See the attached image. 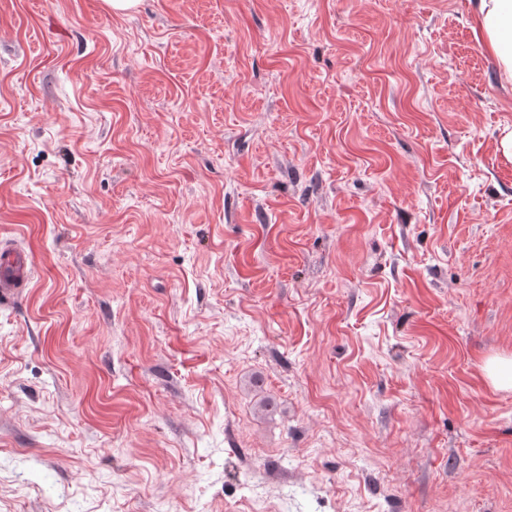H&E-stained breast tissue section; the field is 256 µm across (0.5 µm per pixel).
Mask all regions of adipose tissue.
I'll list each match as a JSON object with an SVG mask.
<instances>
[{
	"mask_svg": "<svg viewBox=\"0 0 512 512\" xmlns=\"http://www.w3.org/2000/svg\"><path fill=\"white\" fill-rule=\"evenodd\" d=\"M472 15L501 77L512 83V0H475Z\"/></svg>",
	"mask_w": 512,
	"mask_h": 512,
	"instance_id": "obj_1",
	"label": "adipose tissue"
}]
</instances>
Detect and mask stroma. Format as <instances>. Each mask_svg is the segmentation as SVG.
Returning <instances> with one entry per match:
<instances>
[{
    "label": "stroma",
    "instance_id": "stroma-1",
    "mask_svg": "<svg viewBox=\"0 0 512 512\" xmlns=\"http://www.w3.org/2000/svg\"><path fill=\"white\" fill-rule=\"evenodd\" d=\"M471 0H0V512H512V84ZM33 274L32 258L18 243L0 246V298L21 299ZM485 371L488 379L496 388L512 389V358H491L486 363Z\"/></svg>",
    "mask_w": 512,
    "mask_h": 512
}]
</instances>
